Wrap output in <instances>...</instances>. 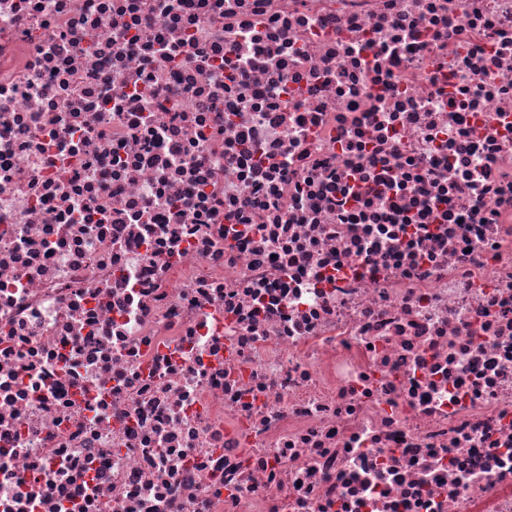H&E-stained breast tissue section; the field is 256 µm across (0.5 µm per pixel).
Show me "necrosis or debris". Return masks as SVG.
<instances>
[{"mask_svg":"<svg viewBox=\"0 0 512 512\" xmlns=\"http://www.w3.org/2000/svg\"><path fill=\"white\" fill-rule=\"evenodd\" d=\"M0 512H512V0H0Z\"/></svg>","mask_w":512,"mask_h":512,"instance_id":"1","label":"necrosis or debris"}]
</instances>
